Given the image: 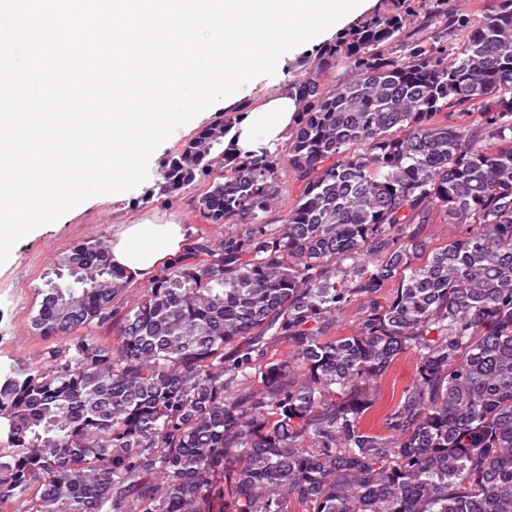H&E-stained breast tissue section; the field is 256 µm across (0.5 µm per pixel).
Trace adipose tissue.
Wrapping results in <instances>:
<instances>
[{"instance_id":"1","label":"adipose tissue","mask_w":512,"mask_h":512,"mask_svg":"<svg viewBox=\"0 0 512 512\" xmlns=\"http://www.w3.org/2000/svg\"><path fill=\"white\" fill-rule=\"evenodd\" d=\"M297 104L287 90L268 96L234 130V145L241 154H261L282 143L293 125ZM184 243L179 224L144 221L120 225L112 237L110 256L115 268L129 279L151 277L159 264Z\"/></svg>"}]
</instances>
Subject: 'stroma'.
I'll return each instance as SVG.
<instances>
[{
    "label": "stroma",
    "instance_id": "35a3bbf8",
    "mask_svg": "<svg viewBox=\"0 0 512 512\" xmlns=\"http://www.w3.org/2000/svg\"><path fill=\"white\" fill-rule=\"evenodd\" d=\"M334 36L330 29L290 50L279 61L275 75L255 78L227 101L217 102L179 128L153 153L148 178L137 188L94 196L56 222L31 231L16 244L9 259L0 264V372L46 365L49 351L58 347L57 339L37 334L31 320L41 302L40 288L53 277L59 259L77 242L97 238L108 241L119 225L144 220L182 225L188 237L201 233L223 236V225L207 223L196 207L202 186L186 189L174 199L154 193L163 161L202 127L234 115L239 107L253 109L262 99L287 86L289 79L314 59L320 45Z\"/></svg>",
    "mask_w": 512,
    "mask_h": 512
}]
</instances>
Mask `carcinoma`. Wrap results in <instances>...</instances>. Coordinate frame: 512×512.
Segmentation results:
<instances>
[{
  "label": "carcinoma",
  "instance_id": "obj_1",
  "mask_svg": "<svg viewBox=\"0 0 512 512\" xmlns=\"http://www.w3.org/2000/svg\"><path fill=\"white\" fill-rule=\"evenodd\" d=\"M393 2L289 80L286 143L236 153V115L164 161L171 197L221 170L198 210L235 231L196 235L130 306L104 241L61 258L73 282L45 281L32 326L67 342L0 374L1 507L512 512V0L455 46L446 24L410 39L417 9ZM428 224L458 233L433 247ZM356 301V330L329 336ZM115 319V346L91 334ZM283 340L288 360L257 365ZM406 353L414 376L374 432ZM414 368V356L412 354H406L394 364L390 373L382 380L380 388L381 399L379 400L377 411L373 414L370 421L371 428L374 432L383 431L379 422L378 413L389 403L393 385L395 384V391L398 395L400 388L412 378Z\"/></svg>",
  "mask_w": 512,
  "mask_h": 512
}]
</instances>
